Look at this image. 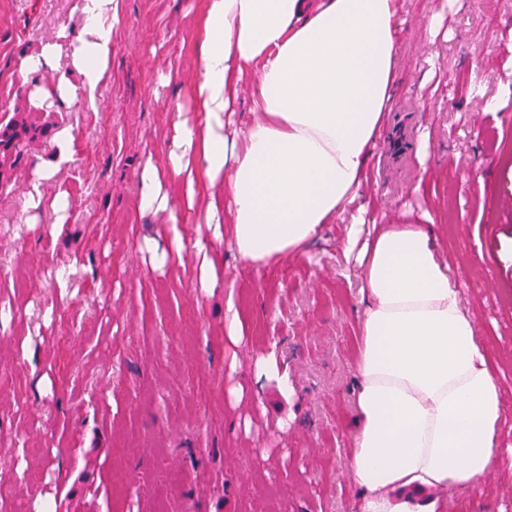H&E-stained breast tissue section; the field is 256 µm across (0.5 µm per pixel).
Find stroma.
Instances as JSON below:
<instances>
[{"label": "stroma", "mask_w": 512, "mask_h": 512, "mask_svg": "<svg viewBox=\"0 0 512 512\" xmlns=\"http://www.w3.org/2000/svg\"><path fill=\"white\" fill-rule=\"evenodd\" d=\"M74 4L0 0V120L30 107L19 59L79 34ZM203 9L114 0L112 78L96 109L36 114L48 131L0 186V512H33L38 498L55 512H361L348 470L360 339V268L341 247L351 212L261 269L213 238L180 185L168 192L181 241L159 219L131 218L137 169L165 163L173 120L199 111L159 77L189 76ZM401 18L397 91L360 188L363 235L434 226L506 403L499 468L450 489L447 512H512V210L499 205L512 197V0H401ZM62 128L73 159L29 207L33 169ZM59 193L70 201L61 224L49 207ZM201 236L220 257L204 292ZM162 250L178 260L156 266ZM260 358L286 370L290 395L256 376Z\"/></svg>", "instance_id": "obj_1"}]
</instances>
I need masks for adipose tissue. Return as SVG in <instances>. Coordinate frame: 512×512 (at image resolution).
Returning <instances> with one entry per match:
<instances>
[{"mask_svg":"<svg viewBox=\"0 0 512 512\" xmlns=\"http://www.w3.org/2000/svg\"><path fill=\"white\" fill-rule=\"evenodd\" d=\"M81 34L44 44L17 71L37 109L95 104L110 78L112 0H77ZM400 0H206L189 79L195 121L172 124L165 165L146 159L136 217L178 221L166 191L220 224L236 260L264 268L294 257L353 203L383 126L396 76ZM68 59L81 80L35 82ZM255 118L240 135L225 114L243 86ZM344 253L362 267L358 429L348 466L362 512H445V490L498 466L504 400L491 350L426 224H388Z\"/></svg>","mask_w":512,"mask_h":512,"instance_id":"ef3b65f1","label":"adipose tissue"}]
</instances>
